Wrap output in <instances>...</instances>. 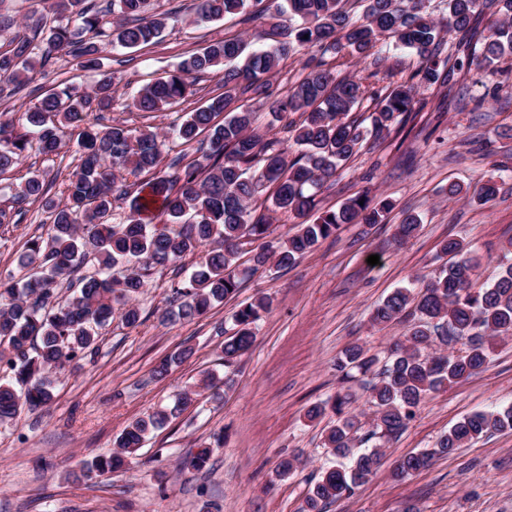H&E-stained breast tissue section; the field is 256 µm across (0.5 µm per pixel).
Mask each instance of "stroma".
Listing matches in <instances>:
<instances>
[{"instance_id": "stroma-1", "label": "stroma", "mask_w": 512, "mask_h": 512, "mask_svg": "<svg viewBox=\"0 0 512 512\" xmlns=\"http://www.w3.org/2000/svg\"><path fill=\"white\" fill-rule=\"evenodd\" d=\"M195 0H152L166 20L162 40L137 50H106L103 65L122 71L125 93L116 94L104 124L123 123L162 131L185 112L222 93L219 77L194 81L192 93L169 112L141 116L130 112L129 96L150 79L165 75L208 42L240 37L249 49L268 46V19L226 18L195 24ZM380 67L355 57L328 56L329 65L367 88L410 82L417 59L392 41L379 46ZM91 86L93 78L72 57L39 75L22 99L0 100V120L15 117L20 104H34L61 81ZM421 104L405 125L383 140L365 143L323 193L321 206L338 208L357 192L390 200L382 223L346 224L319 243L294 267L269 264L246 276L237 293L191 321L165 319L172 309V269L151 275L137 296V326L113 321L102 332L92 356L73 361L55 374L54 398L39 410L19 406L0 426V512H300L311 481L333 465L323 445L333 414L310 422L309 406L332 397L343 384L336 358L357 342L386 356L407 325H372L370 312L388 294L416 276L445 263L440 243H467L479 261L482 281L496 280L504 262L501 247L512 238V76L471 66L456 72L452 88H418ZM76 138L63 133L58 155H29L7 173L18 184L29 172L47 173L50 195L60 198L77 163ZM496 181L497 197L473 201L486 181ZM464 192L449 198V183ZM20 223L0 228V283L17 278L31 238L46 236L41 202H27ZM417 215L415 237L396 244L393 235L404 213ZM379 255L371 266L368 256ZM260 296L272 305L254 325L250 349L232 364L224 362V339L233 315ZM193 356L158 379L156 363L183 348ZM231 379L221 401L201 386L207 375ZM369 380L349 386L363 407ZM190 392V404L151 434L124 469L74 479L95 457L112 452L116 437L135 418L173 405ZM512 405V337L498 342L486 369L422 403L416 418L384 448L371 480L328 512H512V433L496 434L437 459L409 480L393 475L397 462L433 448L455 423L476 411ZM213 447L204 472L180 467L201 445ZM285 455L300 464L282 478L276 465Z\"/></svg>"}]
</instances>
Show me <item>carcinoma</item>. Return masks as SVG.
<instances>
[{
  "label": "carcinoma",
  "mask_w": 512,
  "mask_h": 512,
  "mask_svg": "<svg viewBox=\"0 0 512 512\" xmlns=\"http://www.w3.org/2000/svg\"><path fill=\"white\" fill-rule=\"evenodd\" d=\"M362 8L353 18L346 4ZM151 0H112L113 22L105 21L93 0H52L49 10L25 18V23L0 49V98L10 97L31 80L36 69L55 64L56 54L80 59V66L96 76L92 89L72 83L46 93L18 117L24 132L12 122L0 123V176L16 169L29 154L51 157L60 147L59 132L74 126L80 164L70 173L65 200L48 196L46 175L35 171L13 192L16 204L40 201L48 219L47 237L28 241L21 263L27 269L18 281L0 291V424L10 422L19 403L44 408L53 400L51 374L97 348L99 330L119 317L127 326L140 319L136 296L152 271L200 252L187 279L174 288L181 299L172 315L192 320L215 303L235 295L241 284L239 259L243 245L270 236L272 222L261 210L262 188L272 185L274 210L300 219L285 240L270 241L253 255L255 267L274 261L289 268L333 236L343 224H379L389 203H372L368 192L348 198L338 209L319 210L318 194L368 139L378 140L396 119L414 112L417 86L447 84L455 71L475 63L493 72L512 61V0H445L446 15L435 20L428 0H197L195 22L208 23L248 13L271 18L288 15L298 22L276 25L279 39L267 49L247 51L241 38L210 43L182 60L177 69L152 79L132 95L128 107L140 114L168 112L185 101L191 82L204 75L220 76L224 93L184 114V119L160 134L120 124L99 125L91 116L112 108L123 77L102 70L101 53L108 47L132 49L159 42L165 19L150 13ZM495 16L479 29L480 17ZM80 20L73 31L62 21ZM92 37L84 39L82 33ZM392 40L418 59L417 82L374 94L376 108L370 126L349 118L363 98L359 82L339 77L325 60L346 50L366 58L377 43ZM452 40L455 61L445 69L440 55L444 39ZM303 49L316 54L304 61L305 76L276 94L272 78L281 62ZM253 92L274 113H300L288 124L298 154L290 159L282 140L268 138L254 128L247 108H231L234 93ZM223 112V122L216 118ZM206 135L208 147L173 171L159 168L168 144L192 145ZM129 170L152 178L132 192L127 223H112L117 174ZM420 227L407 215L394 239L402 242ZM449 260L433 275L417 280L420 289L394 290L371 312L377 326L418 317V323L389 349V362L369 387L372 430L360 434L362 422L352 396L337 392L331 408L336 419L325 434L324 447L344 459L316 480L302 512H326L332 504L355 492L374 474L383 443L397 437L416 417L420 404L433 394L483 371L497 341L512 335V264L489 285L477 286V262L472 250L455 239L441 242ZM94 261V273L77 279L73 295L59 298L58 288L82 264ZM265 297L246 304L235 316L236 332L224 340V362L240 357L252 344L251 324L266 311ZM465 340L461 354L428 353L435 342ZM378 358L360 345L347 347L336 360L342 379L353 372H374ZM190 394H180L168 410L129 423L115 442L112 454L87 464L83 476L109 473L125 457L141 448L145 434L164 426L183 410ZM312 406L307 418L325 413ZM512 432V406L475 412L435 443L434 448L403 458L395 476L404 480L429 468L440 456L453 453L494 433ZM374 441L371 448L359 450ZM211 449L202 447L185 457L182 468L203 470Z\"/></svg>",
  "instance_id": "1"
}]
</instances>
